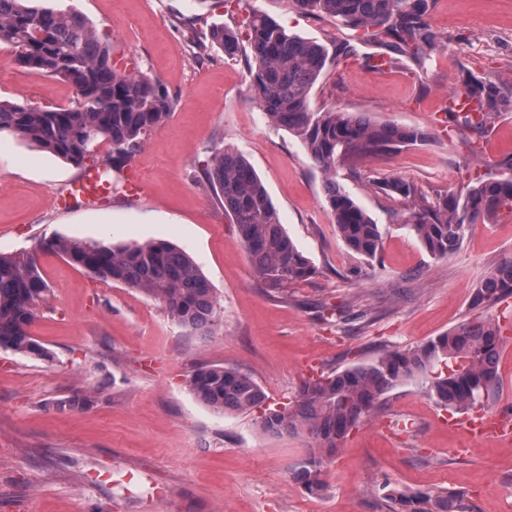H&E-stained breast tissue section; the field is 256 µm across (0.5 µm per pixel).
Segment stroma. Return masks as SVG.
Listing matches in <instances>:
<instances>
[{
    "mask_svg": "<svg viewBox=\"0 0 512 512\" xmlns=\"http://www.w3.org/2000/svg\"><path fill=\"white\" fill-rule=\"evenodd\" d=\"M84 15L112 41L120 67H136L175 96L168 120L99 206L61 212L54 200L79 168L0 133V253L37 250L57 236L106 245L165 240L189 253L221 305L201 336L172 321L155 299L92 278L39 252L49 286L31 327L51 356L0 349V512H388L379 489L459 492L472 512H512V436L482 441L465 456L450 413L415 384L394 389L383 409L343 441L308 492L295 473L308 435L262 432L257 412L218 414L187 386L202 365L235 367L263 389L269 407L292 401L311 372L368 363L385 348H408L482 315L504 319L499 381L480 407L512 415V303L473 309L475 288L512 257V215L474 225L444 257L431 256L407 225L408 208L380 188L401 178L429 198L463 194L478 165L512 152V112L488 134L493 156L473 158L446 127L448 94L461 70L512 90V0H435L430 22L447 47L422 71L335 64L312 92L313 108L363 112L417 127L427 142L385 158L339 166L336 179L379 224L373 259L353 253L336 231L322 175L300 141L270 126L244 57L191 39L235 25L237 4L208 0H54ZM288 32L348 38L343 27L299 13L290 0H249ZM72 84L21 68L0 47V100L66 106ZM242 151L280 220L315 266L285 294L258 281L235 224L213 200L202 169L214 147ZM82 408H58L72 395Z\"/></svg>",
    "mask_w": 512,
    "mask_h": 512,
    "instance_id": "1",
    "label": "stroma"
}]
</instances>
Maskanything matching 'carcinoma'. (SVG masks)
I'll return each mask as SVG.
<instances>
[{"label":"carcinoma","instance_id":"cac0c4a2","mask_svg":"<svg viewBox=\"0 0 512 512\" xmlns=\"http://www.w3.org/2000/svg\"><path fill=\"white\" fill-rule=\"evenodd\" d=\"M31 0H0V45L11 48L24 68L65 80L76 89L66 107L40 108L0 101V132L21 139L69 162L90 160L107 175L119 174L143 148L147 136L170 116L174 99L160 80L143 72L114 67L112 44L89 20L71 9L32 6ZM300 12L336 21L353 34L324 44L289 34L259 10L248 12L243 26L215 25L195 36L199 52L217 48L228 57L242 55L253 79V92L267 120L295 136L323 175V189L336 230L356 254L374 258L381 230L373 218L336 181L339 164L354 158H379L426 141L420 129L372 120L363 112L311 108L317 82L341 57L361 56L392 67H426L444 47V38L428 18L433 0H290ZM373 48L360 53L359 45ZM460 88L482 100L487 112L477 119L464 109H446L448 126L472 143L485 137L491 120L512 112V91L471 71ZM108 151L98 154L101 143ZM202 172L215 202L236 225L254 271L270 293L282 294L292 283L315 274L311 262L289 237L272 199L246 156L215 147ZM381 189L402 197L409 227L434 257L456 249L470 228L512 210V176L486 172L462 196L431 200L417 185L395 179ZM41 249L56 253L96 279L119 283L160 301L179 325L204 332L219 317L220 304L209 282L184 251L168 242L106 246L55 237ZM34 251L0 254V348L46 359L50 352L33 338L30 327L47 296ZM512 297V258L500 262L476 288L472 307H493ZM501 327L476 317L424 344L388 348L374 361L354 364L303 381L295 400L265 409L259 428L268 434H308L312 449L296 471L310 489L322 487L323 464L341 441L377 410L387 395L407 383L419 384L436 404L457 411L475 407L497 383ZM188 387L216 413L251 411L266 396L249 375L232 367L202 366ZM392 512H469L455 493L411 496L384 486ZM432 503L429 511L417 508Z\"/></svg>","mask_w":512,"mask_h":512}]
</instances>
